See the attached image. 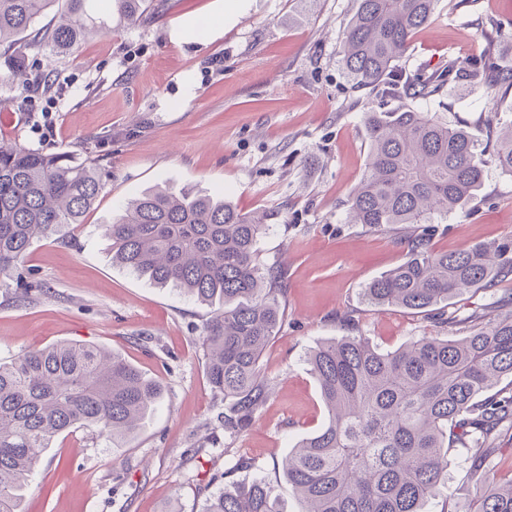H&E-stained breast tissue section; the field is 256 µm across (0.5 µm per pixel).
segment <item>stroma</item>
Wrapping results in <instances>:
<instances>
[{
    "instance_id": "stroma-1",
    "label": "stroma",
    "mask_w": 512,
    "mask_h": 512,
    "mask_svg": "<svg viewBox=\"0 0 512 512\" xmlns=\"http://www.w3.org/2000/svg\"><path fill=\"white\" fill-rule=\"evenodd\" d=\"M133 23L94 11L112 31L65 53L23 39L0 47V108L13 121L0 137L78 162H95L103 188L83 224L62 240L35 242L22 269L27 289L0 288V362L60 341L115 352L163 393L135 433L115 442L93 426L59 436L41 456L22 512H202L233 482L259 477L284 512L299 504L281 461L321 427L320 391L309 350L340 336H362L390 352L418 336L459 339L469 316H494L512 279L452 300L453 324L364 302L372 279L400 263L407 227L373 230L349 223L346 203L366 173L364 114L396 103L358 88L341 63L342 35L355 0H145ZM494 46L512 62V0H438L402 59L442 69L478 59ZM24 59L28 83L10 78ZM414 108L464 122L486 150L485 119L512 124V95L448 83ZM223 192L245 213L264 214L261 261L285 272V321L260 365L273 393L253 424L225 435L224 409L210 391L200 336L210 316L178 290L157 287L112 262L103 228L121 204L155 188ZM432 244L453 252L512 239V178L487 166L477 199L435 219ZM474 468L461 447L448 451V486L427 512H476L487 472L512 476V422ZM253 467L238 470L239 459Z\"/></svg>"
}]
</instances>
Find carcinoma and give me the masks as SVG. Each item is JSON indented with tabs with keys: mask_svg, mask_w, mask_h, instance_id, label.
<instances>
[{
	"mask_svg": "<svg viewBox=\"0 0 512 512\" xmlns=\"http://www.w3.org/2000/svg\"><path fill=\"white\" fill-rule=\"evenodd\" d=\"M437 0H356L342 39V62L356 84L400 104L365 113L369 158L347 206L350 222L385 229L412 224L406 254L368 282L378 306L431 312L448 324L455 298L512 276V240L452 253L431 247L433 215L476 199L485 179L478 140L462 124L413 109L449 82L476 83L497 96L512 92V66L488 50L460 67L408 70L399 61L416 30L432 20ZM63 4L44 39L58 52L112 26L92 14L91 0H0V45L31 32ZM134 21L143 0H111ZM494 131L493 121H486ZM496 132V131H494ZM493 158L512 177V125L496 132ZM102 190L99 168L61 153L0 142V281L13 277L33 240L80 224ZM264 216L190 190L157 189L128 201L106 227L112 262L160 287L212 308L201 336L206 378L228 404L224 433L247 429L270 396L263 352L280 329L284 273L264 265L256 244ZM505 311L457 340L420 336L381 353L360 336H341L309 352L325 409L320 430L282 461L299 512H425L448 478V449L473 464L495 427L512 415V394H489L512 376V297ZM162 395L114 352L61 342L0 362V512H20L21 493L41 454L59 435L97 426L112 440L133 434ZM481 512H512V478L478 491ZM204 512H283L268 483L244 479L211 496Z\"/></svg>",
	"mask_w": 512,
	"mask_h": 512,
	"instance_id": "cac0c4a2",
	"label": "carcinoma"
}]
</instances>
